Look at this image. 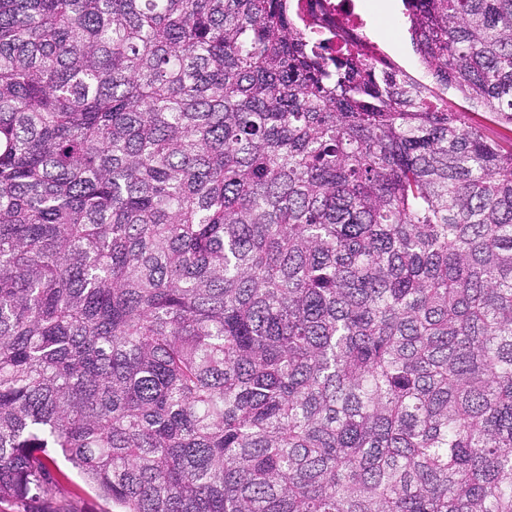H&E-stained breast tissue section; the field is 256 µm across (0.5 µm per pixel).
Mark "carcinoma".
<instances>
[{
    "label": "carcinoma",
    "instance_id": "obj_1",
    "mask_svg": "<svg viewBox=\"0 0 512 512\" xmlns=\"http://www.w3.org/2000/svg\"><path fill=\"white\" fill-rule=\"evenodd\" d=\"M423 84L291 0H0V502L512 512V0ZM58 467L64 471L67 480L63 481L57 493L58 500H67L80 512L118 511L116 506L105 501L85 483V481L62 460H57Z\"/></svg>",
    "mask_w": 512,
    "mask_h": 512
}]
</instances>
